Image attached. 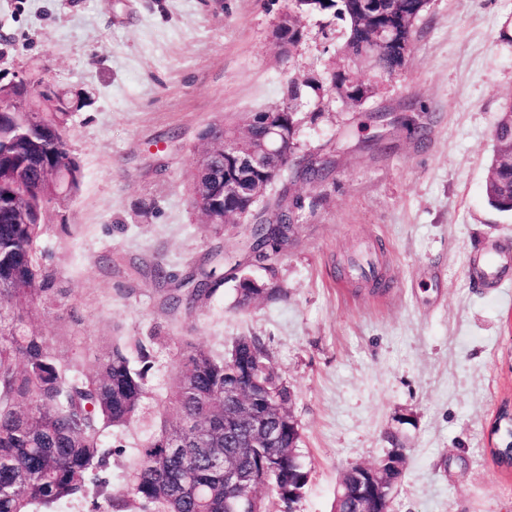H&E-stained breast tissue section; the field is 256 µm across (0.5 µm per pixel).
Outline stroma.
<instances>
[{
	"label": "stroma",
	"mask_w": 512,
	"mask_h": 512,
	"mask_svg": "<svg viewBox=\"0 0 512 512\" xmlns=\"http://www.w3.org/2000/svg\"><path fill=\"white\" fill-rule=\"evenodd\" d=\"M289 0H0V85L31 71L79 95L69 145L77 192L47 206L42 245L59 295L36 327L85 366L113 338L150 343L136 421L113 430L109 494L163 410L178 343L227 352L257 336L292 393L301 497L268 512H331L344 472L406 450L391 512H512V471L488 432L512 402V214L484 191L494 130L512 99V0H430L404 70L364 106L304 99L299 155L334 167L317 185L287 170L269 189L295 215L274 265L241 248L243 224L213 231L191 205L211 125L282 102L289 79L325 81L345 28L305 17L282 57L273 29ZM422 139L403 124L405 106ZM388 113V126L369 122ZM502 253L478 280L482 257ZM284 296L246 311L233 283L195 314L165 297L222 258ZM164 267L168 280L156 278Z\"/></svg>",
	"instance_id": "stroma-1"
}]
</instances>
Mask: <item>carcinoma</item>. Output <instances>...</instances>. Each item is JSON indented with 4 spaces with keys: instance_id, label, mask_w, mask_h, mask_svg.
I'll list each match as a JSON object with an SVG mask.
<instances>
[{
    "instance_id": "cac0c4a2",
    "label": "carcinoma",
    "mask_w": 512,
    "mask_h": 512,
    "mask_svg": "<svg viewBox=\"0 0 512 512\" xmlns=\"http://www.w3.org/2000/svg\"><path fill=\"white\" fill-rule=\"evenodd\" d=\"M429 0H290L288 23L299 15L334 11L346 26L328 88L309 79L288 80L283 106L288 135L300 126V101L312 90L335 95L347 107L372 99L378 82L402 71L412 52L415 23ZM54 112L36 118L48 134L35 144L21 125L23 116L0 120V512H33L89 496H106L111 512L130 504L140 512H266L260 489L269 484L284 506L303 493L309 470L292 455L300 433L288 410L291 393L279 381L264 343L257 336H239L227 354H214L184 341L172 370L157 433L136 449L127 493L106 494L102 476L114 453L106 445L114 429L129 426L146 395L151 354L139 346L134 360L119 342L102 353L89 369L67 356L33 329L39 307L55 297L56 273L41 242L47 231L45 204L66 199L80 184L82 171L69 149L68 121L75 100L55 94ZM512 103L503 109L494 136L496 149L488 168L485 194L492 207L512 212ZM41 167L59 172L54 184L40 182ZM324 162L307 159L301 173L311 182L325 177ZM259 217L266 223L249 253L271 262L288 243L292 211L281 201L267 203ZM224 285L216 269L199 270L192 288L169 294L173 312L195 313ZM234 307L247 310L268 288L247 276L238 278ZM503 404L496 415L491 456L512 469V413ZM278 432L279 447L267 448L256 427ZM229 457L251 485L252 499L237 498L224 488ZM393 483L403 475L404 449L392 448ZM384 498L359 494L356 470H347L337 491L333 512H383Z\"/></svg>"
}]
</instances>
